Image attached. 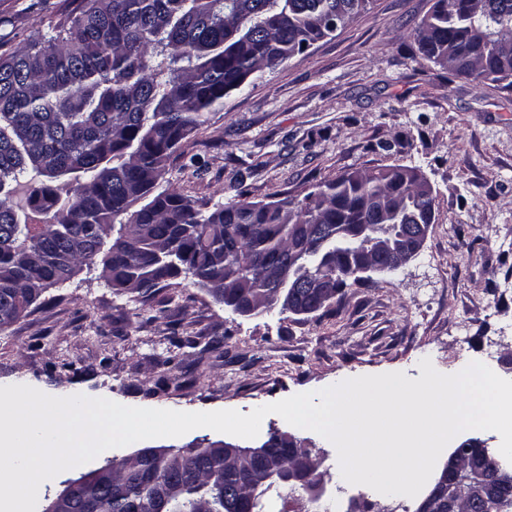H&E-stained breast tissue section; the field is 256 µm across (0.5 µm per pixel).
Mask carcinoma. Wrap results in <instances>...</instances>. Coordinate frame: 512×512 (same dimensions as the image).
Wrapping results in <instances>:
<instances>
[{"instance_id":"obj_1","label":"carcinoma","mask_w":512,"mask_h":512,"mask_svg":"<svg viewBox=\"0 0 512 512\" xmlns=\"http://www.w3.org/2000/svg\"><path fill=\"white\" fill-rule=\"evenodd\" d=\"M361 13L358 0H64L56 23L0 58V328L97 263L112 288L146 301L184 275L261 314L288 265L328 279L424 221L435 198L403 187L395 165L341 174L297 210L157 190L225 96ZM231 29L242 34L226 44ZM412 36L450 76L512 90V0H435ZM21 175L40 181L22 202ZM267 443L249 468L211 442L114 460L112 490L87 482L76 512H276L271 495L299 502L305 490L288 475L294 447ZM477 509L512 512V494Z\"/></svg>"}]
</instances>
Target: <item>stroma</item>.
<instances>
[{
    "label": "stroma",
    "mask_w": 512,
    "mask_h": 512,
    "mask_svg": "<svg viewBox=\"0 0 512 512\" xmlns=\"http://www.w3.org/2000/svg\"><path fill=\"white\" fill-rule=\"evenodd\" d=\"M433 3L371 0L333 36L251 77L183 141L159 183L211 205L299 202L356 169L413 167L435 197L416 258L307 316L276 308L241 316L184 277L145 302L86 268L0 330V386L247 414L350 378L416 379L425 358L446 375L479 361L512 380V90L449 78L420 57L409 33ZM62 6L0 0V48L22 47ZM386 142L392 150H383ZM174 331L189 342L169 365ZM275 431L321 449L324 503L381 500L392 512H414L416 499L348 483L328 439L276 414L251 439L197 428L103 451L43 483L37 505L116 456L205 439L254 448Z\"/></svg>",
    "instance_id": "35a3bbf8"
}]
</instances>
